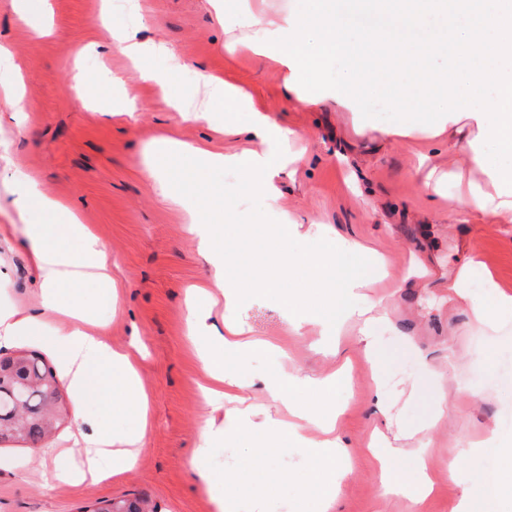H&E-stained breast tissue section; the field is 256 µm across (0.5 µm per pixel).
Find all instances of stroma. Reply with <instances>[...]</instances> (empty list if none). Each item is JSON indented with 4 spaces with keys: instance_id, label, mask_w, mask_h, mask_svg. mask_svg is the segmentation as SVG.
<instances>
[{
    "instance_id": "35a3bbf8",
    "label": "stroma",
    "mask_w": 512,
    "mask_h": 512,
    "mask_svg": "<svg viewBox=\"0 0 512 512\" xmlns=\"http://www.w3.org/2000/svg\"><path fill=\"white\" fill-rule=\"evenodd\" d=\"M44 24L50 33L38 36L13 0H0V46L21 67L28 103L24 119H13L5 94L11 79L0 78V127L10 138L9 157L0 159V192L11 187L9 160H20L49 195L73 202L83 223L107 243L118 299L115 308L99 309V332L115 347L135 336L146 346L140 385L149 398L150 427L132 471L78 486L52 477L71 446L67 427L37 454L25 443L0 444V512H79L101 500L135 497L157 512H216L208 487H222L226 469L260 463L252 438L217 445L204 467L194 461L202 427L224 418L202 398L209 379L188 333L186 290L204 279L206 265L181 208L161 192L146 162L161 135L220 154H242L254 144L222 114L193 120L168 108L112 49L116 27L166 46L168 55L157 56L154 65L165 68L177 57L184 67L183 91L197 90L200 71L224 76L294 132L287 149L298 161L276 176L274 205L253 198L234 170L192 186L195 196L223 186L225 201L243 224L257 220L274 228L286 217L298 219L299 236L288 243L271 236L270 251L307 253L337 234L383 261L368 269L373 285L360 295L363 303L384 306L370 327L380 354L377 368L358 343L355 324L329 345L320 326L293 330L283 306L270 296L248 292L240 308L251 336L284 346L254 352L239 367L257 421L283 414L264 388L265 376L320 379L340 368L347 373L350 385L336 401L345 410L339 434L351 466L332 512H454L464 491L492 482L503 468L499 448L476 449L472 443L491 432L512 439V314L480 326L473 310L492 307L496 292L512 295V224L464 223L449 208L457 186L446 174L444 140L381 142L378 129L394 115L374 106L385 101L392 78H381L375 97L364 101L372 127L360 133L349 113L300 110L286 97L279 73L249 53L226 51L224 28L207 0H47ZM78 75L107 100L125 89L137 92L143 106L135 120L103 117L97 104L78 98L71 90ZM116 75L124 86L113 85ZM423 160L445 174L433 197L423 191ZM17 221L14 213H0V267L8 272L0 279V305L31 311L38 304L37 273L19 243ZM472 256L479 268L459 279V292H450L449 280ZM440 373L446 377V416L427 431L423 425L433 411ZM380 393L393 405L390 414L376 406ZM423 446L435 490L416 505L400 491L414 484L410 469L397 463L383 476L378 451ZM455 460L460 468L452 480L448 464ZM268 465L275 485L257 474L240 494L239 512H249L255 497L265 500L269 512H315L312 472L302 449L292 443L274 449Z\"/></svg>"
}]
</instances>
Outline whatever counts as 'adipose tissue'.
Wrapping results in <instances>:
<instances>
[{
  "label": "adipose tissue",
  "instance_id": "adipose-tissue-1",
  "mask_svg": "<svg viewBox=\"0 0 512 512\" xmlns=\"http://www.w3.org/2000/svg\"><path fill=\"white\" fill-rule=\"evenodd\" d=\"M212 2L217 19L233 16L239 44L279 68L288 95L298 106L335 105L354 113V123L361 129L366 126L358 115L361 101L382 74L409 63V71L395 82L387 98L398 119L381 128V135L394 140L421 134L447 137L449 147L462 149L466 157L464 168L455 174L458 191L451 207L468 217L512 224V0H364L365 9L381 13L386 24L360 38L351 33L336 0H305L303 9L276 11L267 8L266 0ZM434 11L461 12L467 22L452 28L442 43L404 39V32L422 27ZM112 41L137 65L141 79L159 90L168 107L196 119L229 113L232 126L243 129L258 144L257 150L247 154H217L163 136L156 142L151 169L163 193L185 211L189 231L210 268L209 284L195 286V297L206 296L212 287L224 296L226 336L210 335L205 311L195 306L189 310L197 358L210 378L204 399L220 405L234 399L243 387L224 368L225 348L236 349L244 360L255 351L271 349L272 344L242 338L244 323L235 311L244 289L229 275L225 252L218 246L230 209L222 191L213 189L200 202L177 190L167 175L176 166L186 173L188 182L196 183L213 169H234L255 192L273 199V179L282 164L277 149L290 131L258 109L252 97L232 81L200 74L204 92L196 100L177 91L178 65L164 70L154 67L157 46L138 42L118 27L112 30ZM331 63L338 70L328 81L322 70ZM15 183L20 195L12 203L19 211L22 243L38 273L41 307L61 321L49 332L40 317L0 307V347L34 339L54 357L73 401L76 439L72 451L86 459L85 468L79 470L63 460L54 475L75 482H100L133 469L148 425L143 422L131 431L103 430L88 436L84 433L90 423L88 409L101 404L109 391L135 412L146 414L148 401L139 384L143 349L135 343L111 346L96 332L97 307L111 305L114 286L106 244L83 224L68 201L45 194L37 175L18 170ZM374 261L358 242L337 236L301 257L266 255L260 267L266 292L281 300L289 321L298 326L317 323L331 332L351 319L365 325L372 322L370 309L359 307L357 296L371 283L363 270ZM300 263L311 268L319 292L309 307L283 287L286 274ZM345 384L338 373L311 381L309 387L324 400V408L315 411L305 406L297 410L296 422L272 423L276 437L297 439L305 448L317 475L318 499L325 506L334 500L348 467L339 454L341 413L332 407ZM254 427L248 409L225 415L221 427H204L194 450L196 462H205L212 445L237 439Z\"/></svg>",
  "mask_w": 512,
  "mask_h": 512
}]
</instances>
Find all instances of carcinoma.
Wrapping results in <instances>:
<instances>
[{
	"label": "carcinoma",
	"instance_id": "carcinoma-1",
	"mask_svg": "<svg viewBox=\"0 0 512 512\" xmlns=\"http://www.w3.org/2000/svg\"><path fill=\"white\" fill-rule=\"evenodd\" d=\"M3 367L9 374L0 380V423L6 424V432H0V442L17 441L36 445L49 437L65 420L66 406L59 390L53 367L43 357L30 352L14 364L7 361ZM26 386L25 417L13 424L8 414L11 408L10 392L6 387L17 384Z\"/></svg>",
	"mask_w": 512,
	"mask_h": 512
}]
</instances>
